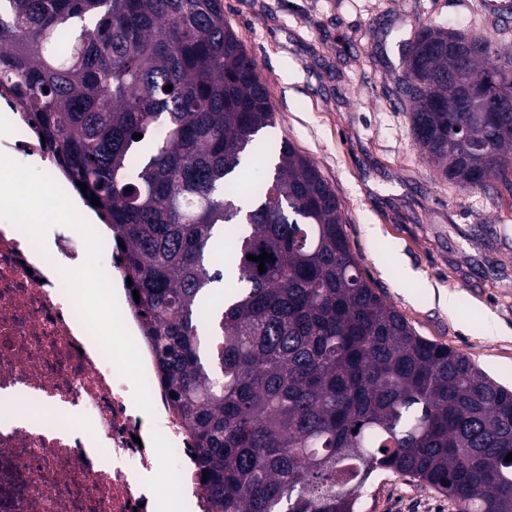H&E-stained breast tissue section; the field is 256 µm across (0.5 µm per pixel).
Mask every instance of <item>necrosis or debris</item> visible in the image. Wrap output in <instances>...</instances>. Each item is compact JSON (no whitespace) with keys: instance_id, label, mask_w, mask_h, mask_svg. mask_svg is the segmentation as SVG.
Masks as SVG:
<instances>
[{"instance_id":"obj_1","label":"necrosis or debris","mask_w":512,"mask_h":512,"mask_svg":"<svg viewBox=\"0 0 512 512\" xmlns=\"http://www.w3.org/2000/svg\"><path fill=\"white\" fill-rule=\"evenodd\" d=\"M0 119L16 130L13 153L42 158L32 116L4 90ZM46 239L42 249L13 224L0 225V512H157L151 479L161 470L187 512H205L191 441L153 384L155 364L129 295L117 303L151 382L150 415L64 289L62 265L84 260L75 231L57 226ZM23 402L25 421L5 426Z\"/></svg>"}]
</instances>
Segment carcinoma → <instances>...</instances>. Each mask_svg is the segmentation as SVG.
Here are the masks:
<instances>
[{
  "label": "carcinoma",
  "mask_w": 512,
  "mask_h": 512,
  "mask_svg": "<svg viewBox=\"0 0 512 512\" xmlns=\"http://www.w3.org/2000/svg\"><path fill=\"white\" fill-rule=\"evenodd\" d=\"M396 82L432 169L512 192L511 57L429 25ZM5 87L99 198L205 512H358L376 471L512 512V389L378 295L289 143L243 203L238 169L276 116L222 0H0Z\"/></svg>",
  "instance_id": "carcinoma-1"
}]
</instances>
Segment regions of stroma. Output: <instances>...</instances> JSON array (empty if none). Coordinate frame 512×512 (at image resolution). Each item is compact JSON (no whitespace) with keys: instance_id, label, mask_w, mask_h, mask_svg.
<instances>
[{"instance_id":"35a3bbf8","label":"stroma","mask_w":512,"mask_h":512,"mask_svg":"<svg viewBox=\"0 0 512 512\" xmlns=\"http://www.w3.org/2000/svg\"><path fill=\"white\" fill-rule=\"evenodd\" d=\"M505 0H222L289 142L335 190L364 277L416 332L512 386V192L465 190L426 165L398 92L403 42L424 25L487 36L512 54ZM458 294L454 311L439 295ZM358 512H456L390 472Z\"/></svg>"}]
</instances>
